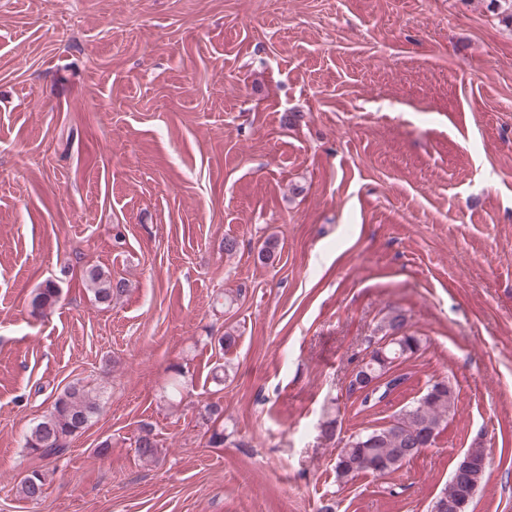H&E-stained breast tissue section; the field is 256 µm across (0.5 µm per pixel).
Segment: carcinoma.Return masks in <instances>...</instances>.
I'll list each match as a JSON object with an SVG mask.
<instances>
[{"label": "carcinoma", "mask_w": 512, "mask_h": 512, "mask_svg": "<svg viewBox=\"0 0 512 512\" xmlns=\"http://www.w3.org/2000/svg\"><path fill=\"white\" fill-rule=\"evenodd\" d=\"M86 283L96 300L108 304L121 297L127 288L124 280L112 278L110 273L97 266L86 270ZM59 295L57 283L47 280L37 289L32 307L36 310L49 308L58 301ZM405 327V315L394 309L377 326L381 333L377 341L393 336ZM421 346L422 339L406 331L386 348V360L379 359L380 350L371 352V359L375 360L374 378L382 385L377 394L360 398L361 410L378 406L386 394L395 392L409 380V375L402 372L400 366ZM455 401V390L449 381L442 379L428 384L419 398L401 409L391 422L375 430L379 443L367 444L368 430L349 436L336 455V475L352 479L361 473L379 475L395 471L400 467L398 458L402 454L419 443L435 442L442 424L454 411ZM97 411V398L91 391L76 386L70 388L55 398L50 412L31 431L26 448L40 460L58 455L65 450L67 438L81 431ZM136 452L144 461L156 459L158 446L151 433L139 437ZM484 471L485 467L475 462L468 470L452 474L448 488L437 497L436 503L467 498L470 490L479 485ZM44 486L43 473L34 468L20 481L19 492L28 500L38 501L44 494Z\"/></svg>", "instance_id": "obj_1"}]
</instances>
